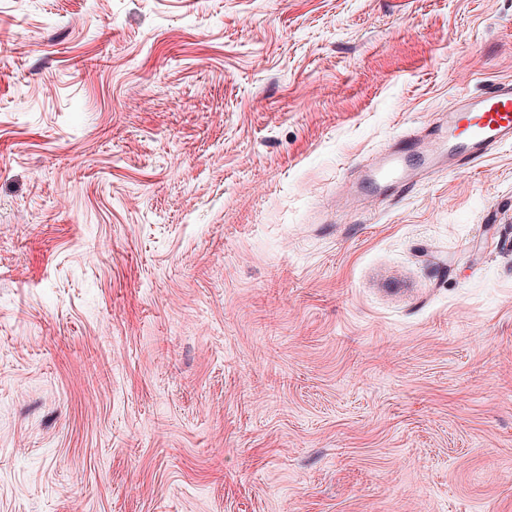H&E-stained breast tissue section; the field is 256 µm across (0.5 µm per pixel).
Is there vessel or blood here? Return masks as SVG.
I'll use <instances>...</instances> for the list:
<instances>
[{
	"label": "vessel or blood",
	"mask_w": 512,
	"mask_h": 512,
	"mask_svg": "<svg viewBox=\"0 0 512 512\" xmlns=\"http://www.w3.org/2000/svg\"><path fill=\"white\" fill-rule=\"evenodd\" d=\"M507 144H512V80L456 101L448 110L447 127L428 141L406 132L362 170L353 190L373 200L403 198L435 172L468 167Z\"/></svg>",
	"instance_id": "obj_1"
}]
</instances>
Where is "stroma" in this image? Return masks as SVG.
Segmentation results:
<instances>
[{"instance_id": "obj_1", "label": "stroma", "mask_w": 512, "mask_h": 512, "mask_svg": "<svg viewBox=\"0 0 512 512\" xmlns=\"http://www.w3.org/2000/svg\"><path fill=\"white\" fill-rule=\"evenodd\" d=\"M0 43V512H512V145L348 188L512 79V0H0Z\"/></svg>"}]
</instances>
